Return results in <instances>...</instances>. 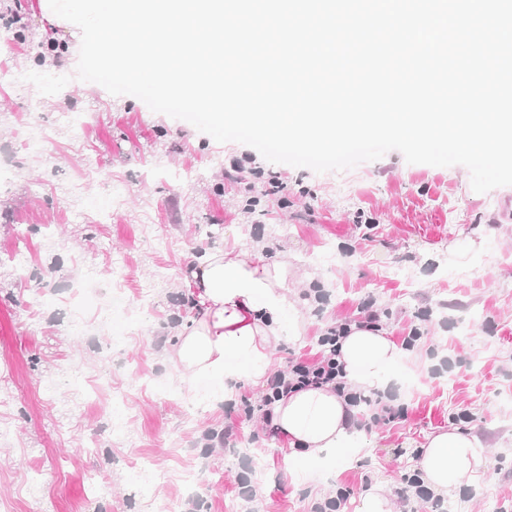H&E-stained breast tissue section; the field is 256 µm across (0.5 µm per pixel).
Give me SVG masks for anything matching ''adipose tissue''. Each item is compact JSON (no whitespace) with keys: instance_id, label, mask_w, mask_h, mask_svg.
Segmentation results:
<instances>
[{"instance_id":"adipose-tissue-1","label":"adipose tissue","mask_w":512,"mask_h":512,"mask_svg":"<svg viewBox=\"0 0 512 512\" xmlns=\"http://www.w3.org/2000/svg\"><path fill=\"white\" fill-rule=\"evenodd\" d=\"M290 270L234 247L204 254L187 281L194 315L176 336L173 359L185 378L219 377L232 382L235 360L248 362L253 384L266 385L270 346L284 335L282 316L295 305L288 297ZM404 352L381 327L352 325L342 341L341 359L349 383L360 390L396 384ZM352 407L328 386H310L281 396L272 409L289 451L319 463L334 462L350 437ZM484 463L475 437L459 428L440 430L422 446L418 470L435 494L451 480L476 472Z\"/></svg>"}]
</instances>
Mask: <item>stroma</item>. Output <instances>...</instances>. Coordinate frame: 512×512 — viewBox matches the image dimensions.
Listing matches in <instances>:
<instances>
[{"label":"stroma","mask_w":512,"mask_h":512,"mask_svg":"<svg viewBox=\"0 0 512 512\" xmlns=\"http://www.w3.org/2000/svg\"><path fill=\"white\" fill-rule=\"evenodd\" d=\"M37 67L73 82L66 97L0 86V162L13 170L0 188V498L13 512H153L197 466L201 488L182 512H311L340 488L355 512L373 483L394 492V512H430L397 492L426 436L460 412L485 463L450 488L445 512H512V186L478 193L464 166L410 164L391 151L341 172L280 165L284 193L266 196L249 172L227 175L245 145L77 80L68 59L34 65L28 44L0 54V69ZM68 108L94 112V125H55ZM36 121L51 129L37 154L22 144ZM111 186L125 202L102 224ZM254 195L260 204L246 212ZM235 243L270 261L285 251L302 278L284 317L300 333L273 347L272 369L317 359L322 331L360 318L367 302L393 341L422 332L407 352L408 382L394 389L405 417L361 430L331 477L289 457L258 414L234 448L206 447L224 410L189 407L190 384L167 356L191 315L186 280L198 257ZM118 261L129 300L147 292L151 303L114 345L111 326L76 313L70 296ZM147 461L155 476L144 484L134 472ZM244 483L255 499L240 493Z\"/></svg>","instance_id":"obj_1"}]
</instances>
